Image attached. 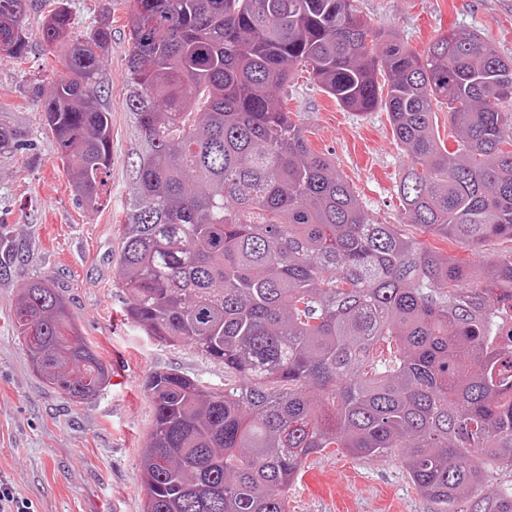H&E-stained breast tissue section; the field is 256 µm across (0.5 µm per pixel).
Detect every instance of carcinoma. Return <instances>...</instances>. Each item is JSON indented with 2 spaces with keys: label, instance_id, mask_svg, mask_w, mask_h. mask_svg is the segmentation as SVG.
Wrapping results in <instances>:
<instances>
[{
  "label": "carcinoma",
  "instance_id": "carcinoma-1",
  "mask_svg": "<svg viewBox=\"0 0 512 512\" xmlns=\"http://www.w3.org/2000/svg\"><path fill=\"white\" fill-rule=\"evenodd\" d=\"M26 7L0 0V51L13 58ZM126 27L125 316L236 376L221 390L148 376L143 512H287L326 448L398 450L427 499L512 512V483L488 484L512 470V254L475 266L375 222L277 96L301 67L347 110L385 108L407 150L404 223L477 251L512 239V59L468 29L417 53L358 0H132ZM76 29L69 0H55L42 42L65 75L41 108L76 196L96 208L112 162L99 104L112 20ZM439 108L452 152L433 132ZM22 138L0 124V153ZM15 329L68 400L106 390L112 369L48 281L26 283Z\"/></svg>",
  "mask_w": 512,
  "mask_h": 512
}]
</instances>
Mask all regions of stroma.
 <instances>
[{
	"mask_svg": "<svg viewBox=\"0 0 512 512\" xmlns=\"http://www.w3.org/2000/svg\"><path fill=\"white\" fill-rule=\"evenodd\" d=\"M130 6L131 0H70L80 24L112 17V43L99 67L101 105L112 121V164L107 195L96 209L75 196L37 98L64 75L60 63L43 54L47 0L29 2L24 56L0 54V122L32 141L0 154V481L32 501L36 512H142L140 452L153 422L146 377L173 370L210 387L225 383L223 364L190 346L157 342L123 314L129 297L117 288L115 272L119 227L134 191L123 83ZM359 6L374 26L393 29L415 52L461 27L512 58V0H359ZM280 96L311 148L335 161L372 218L434 244L432 235L403 221L397 182L406 153L384 110H346L300 70ZM36 278L57 289L83 338L112 369L110 386L93 400L71 403L43 383L16 336L17 298ZM288 509L441 512L415 488L398 455L356 459L334 448L306 460L288 492Z\"/></svg>",
	"mask_w": 512,
	"mask_h": 512,
	"instance_id": "1",
	"label": "stroma"
}]
</instances>
